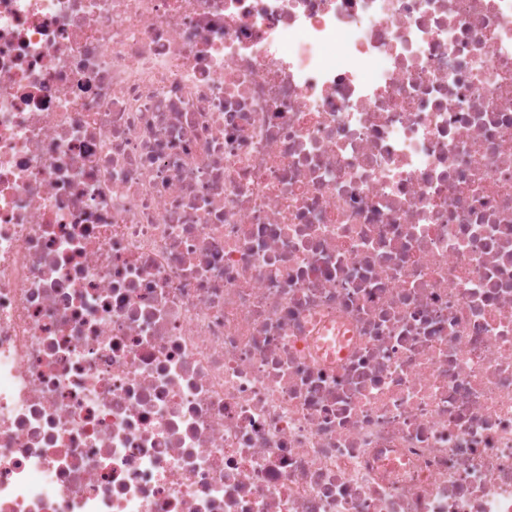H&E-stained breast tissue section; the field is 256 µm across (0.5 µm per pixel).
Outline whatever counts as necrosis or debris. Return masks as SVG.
Masks as SVG:
<instances>
[{
  "instance_id": "necrosis-or-debris-1",
  "label": "necrosis or debris",
  "mask_w": 512,
  "mask_h": 512,
  "mask_svg": "<svg viewBox=\"0 0 512 512\" xmlns=\"http://www.w3.org/2000/svg\"><path fill=\"white\" fill-rule=\"evenodd\" d=\"M0 512H512V0H0Z\"/></svg>"
}]
</instances>
